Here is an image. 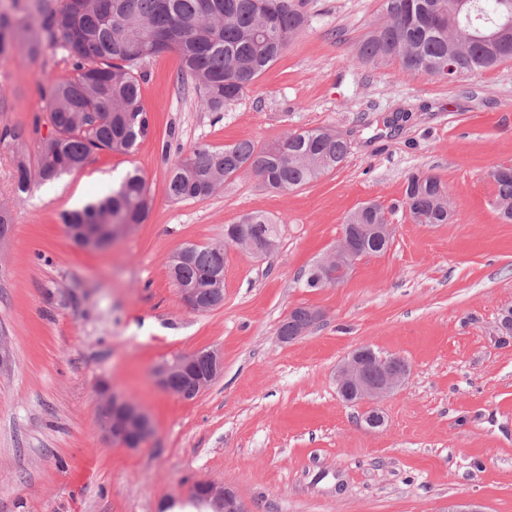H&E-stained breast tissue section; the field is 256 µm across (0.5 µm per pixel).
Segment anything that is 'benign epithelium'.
<instances>
[{
  "label": "benign epithelium",
  "mask_w": 512,
  "mask_h": 512,
  "mask_svg": "<svg viewBox=\"0 0 512 512\" xmlns=\"http://www.w3.org/2000/svg\"><path fill=\"white\" fill-rule=\"evenodd\" d=\"M225 237L236 240L245 250H252L245 224L229 225ZM354 253L353 243L342 238L336 249L319 262V266L329 268L349 264ZM372 354L373 348L360 347L348 355L336 372L342 400L366 405L364 427L369 431L384 424V418L375 403L401 388L410 375L407 366L396 357L382 356L375 359L374 367H369L368 356ZM200 359L209 363V369L205 372L196 369ZM223 371V354L217 349L203 348L163 360L153 368L152 375L164 391L184 400H193ZM98 392L99 406L112 411V417L99 420L104 438L129 450L142 447L154 431L150 415L130 398L112 389L107 381L98 384ZM194 501L199 512H251L246 501L236 491L228 487L223 489L211 482L196 484Z\"/></svg>",
  "instance_id": "obj_1"
}]
</instances>
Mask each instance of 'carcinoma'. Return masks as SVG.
Masks as SVG:
<instances>
[{"label": "carcinoma", "instance_id": "carcinoma-1", "mask_svg": "<svg viewBox=\"0 0 512 512\" xmlns=\"http://www.w3.org/2000/svg\"><path fill=\"white\" fill-rule=\"evenodd\" d=\"M470 19L458 0H384L383 21L358 43L356 59L396 61L403 72L438 76L451 61L457 72H479L512 60V30L490 43L475 42L478 27H492L497 15L512 14V0H472ZM304 0H37L22 17L0 11V56L18 47L32 57L45 44H56L72 62L69 78L46 77L49 135L40 139L36 169L23 160L15 166L16 190L32 180L43 183L84 167L102 150L128 153L146 138L150 121L139 71L146 60L169 51L179 54L181 75L202 91L208 112H222L242 96L307 27ZM349 151L347 141L327 127L289 133L257 146L245 140L224 148L195 145L170 169L167 196L174 201L203 199L224 181L250 170L266 187L289 191L338 167ZM500 214L512 220V167L493 176ZM402 207L418 224L448 222L450 198L436 176L414 172L407 178ZM145 178L128 174L112 191L80 210L61 213L69 237L80 224H141L149 213ZM253 242L262 254L277 247L279 227L263 214H248ZM385 209L370 203L355 211L343 233L362 255L384 252L389 241L365 235L367 224H387ZM186 257L171 268L176 288H192L215 308L224 302V248L214 244L183 247ZM342 283L309 270L304 287L321 289ZM311 310L293 309L279 329L296 336L310 322Z\"/></svg>", "mask_w": 512, "mask_h": 512}]
</instances>
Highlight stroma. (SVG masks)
Returning a JSON list of instances; mask_svg holds the SVG:
<instances>
[{
	"label": "stroma",
	"instance_id": "1",
	"mask_svg": "<svg viewBox=\"0 0 512 512\" xmlns=\"http://www.w3.org/2000/svg\"><path fill=\"white\" fill-rule=\"evenodd\" d=\"M309 26L237 101L200 104L181 61L148 60L141 82L151 132L129 153L101 151L80 170L20 195L17 158L36 165L48 122L40 75L72 76L45 47L0 56V206L13 225L0 243V512H158L201 480L234 489L252 512H446L472 500L512 512V220L489 173L512 166V60L448 82L361 63L356 46L383 0H308ZM331 127L346 160L317 181L267 189L244 173L210 197L171 201V164L197 144L257 145ZM147 180L146 221L107 250L76 246L60 221L76 200L103 194L127 171ZM439 177L452 199L444 224H417L399 207L407 177ZM369 202L393 226L384 253L357 261L336 287L304 280L351 213ZM262 212L280 226L277 249L228 247L224 303L184 307L169 278L184 245L220 244L224 227ZM323 320L283 343L289 312ZM361 346L403 357L405 386L359 426L336 370ZM220 349L224 372L191 401L160 389L152 370L200 348ZM109 380L152 418L135 451L106 442L94 388Z\"/></svg>",
	"mask_w": 512,
	"mask_h": 512
}]
</instances>
